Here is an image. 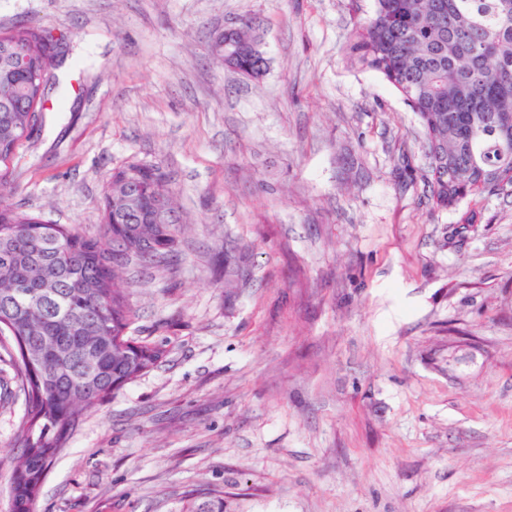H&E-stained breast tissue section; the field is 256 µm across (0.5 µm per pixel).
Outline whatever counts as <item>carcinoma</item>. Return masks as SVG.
I'll return each instance as SVG.
<instances>
[{"label": "carcinoma", "mask_w": 512, "mask_h": 512, "mask_svg": "<svg viewBox=\"0 0 512 512\" xmlns=\"http://www.w3.org/2000/svg\"><path fill=\"white\" fill-rule=\"evenodd\" d=\"M242 42L249 50L236 56L235 68L263 77L269 62L251 20L237 28L235 43ZM25 51L50 71L42 91H34L46 102L67 44L51 42L50 30L27 23L0 31V350L26 401L15 429L9 491L19 500L15 512H36L39 474L66 448L87 411L163 358L161 348L145 340L133 344L127 336L136 311L119 286L122 268L115 261L121 247L140 262L168 265L163 248L173 242L174 225L147 222L133 187L152 182L171 206L176 203L170 173L140 161L112 172L133 174L138 182H107L97 235L9 202V165L25 143V129L41 127L46 111H31L26 80L13 71V56ZM343 61L379 74L417 115L436 208L512 186V130L504 135L497 126L499 113H512V9L503 0H375L373 14L355 23ZM242 278L237 262L224 255V285L234 288ZM17 281L28 288L11 299ZM41 336L57 339V352L26 359L25 350ZM90 354L97 356L92 370L85 365ZM185 512H224V495L192 490Z\"/></svg>", "instance_id": "cac0c4a2"}]
</instances>
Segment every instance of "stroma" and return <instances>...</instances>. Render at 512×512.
<instances>
[{"mask_svg":"<svg viewBox=\"0 0 512 512\" xmlns=\"http://www.w3.org/2000/svg\"><path fill=\"white\" fill-rule=\"evenodd\" d=\"M373 0H0L67 37L13 202L95 233L114 168L171 171L162 363L89 411L37 512H512V193L435 208L414 112L341 59ZM260 26L259 82L211 52ZM247 270L224 285L218 255ZM25 398L0 361V512ZM206 500L197 502L198 497ZM185 512H224V494H216L205 490H192L189 492Z\"/></svg>","mask_w":512,"mask_h":512,"instance_id":"obj_1","label":"stroma"}]
</instances>
